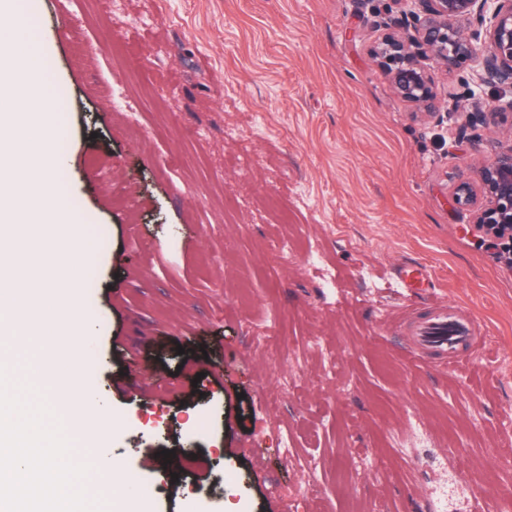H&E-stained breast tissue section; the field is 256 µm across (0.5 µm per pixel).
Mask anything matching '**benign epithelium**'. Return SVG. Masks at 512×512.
Instances as JSON below:
<instances>
[{"instance_id":"7a95c632","label":"benign epithelium","mask_w":512,"mask_h":512,"mask_svg":"<svg viewBox=\"0 0 512 512\" xmlns=\"http://www.w3.org/2000/svg\"><path fill=\"white\" fill-rule=\"evenodd\" d=\"M402 21L384 25L372 47L380 70L402 100L435 119L440 115L433 78L422 59L436 60L452 73L473 70L474 83L512 89V0H401ZM460 133L512 118V98L485 105L473 90ZM453 203L470 213L471 223L505 244L501 257L512 266V144L495 147L477 179L463 177Z\"/></svg>"}]
</instances>
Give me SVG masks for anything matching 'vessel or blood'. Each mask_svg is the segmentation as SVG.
I'll return each instance as SVG.
<instances>
[{"label":"vessel or blood","instance_id":"b4317fda","mask_svg":"<svg viewBox=\"0 0 512 512\" xmlns=\"http://www.w3.org/2000/svg\"><path fill=\"white\" fill-rule=\"evenodd\" d=\"M412 356L422 364L454 366L471 360L487 338L473 321L460 316L456 306L436 307L424 313L404 314Z\"/></svg>","mask_w":512,"mask_h":512}]
</instances>
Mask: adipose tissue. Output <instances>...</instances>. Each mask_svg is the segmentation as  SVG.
<instances>
[{
	"label": "adipose tissue",
	"mask_w": 512,
	"mask_h": 512,
	"mask_svg": "<svg viewBox=\"0 0 512 512\" xmlns=\"http://www.w3.org/2000/svg\"><path fill=\"white\" fill-rule=\"evenodd\" d=\"M39 469L41 493L47 506L46 512H67L69 491L73 479L69 471L53 457H46L41 465H34L27 455H15L8 462H0V483L10 484V496L0 497V512H33L26 478L32 469Z\"/></svg>",
	"instance_id": "adipose-tissue-1"
}]
</instances>
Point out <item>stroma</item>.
<instances>
[{"instance_id": "35a3bbf8", "label": "stroma", "mask_w": 512, "mask_h": 512, "mask_svg": "<svg viewBox=\"0 0 512 512\" xmlns=\"http://www.w3.org/2000/svg\"><path fill=\"white\" fill-rule=\"evenodd\" d=\"M400 0H26L62 204L109 244L68 329L112 426L91 444L0 318V424L73 469V512H460L512 503V271L458 209L512 139L416 118L369 52ZM453 304L489 338L427 368L394 321ZM198 448L189 484L141 465ZM105 450L117 472L97 470Z\"/></svg>"}]
</instances>
